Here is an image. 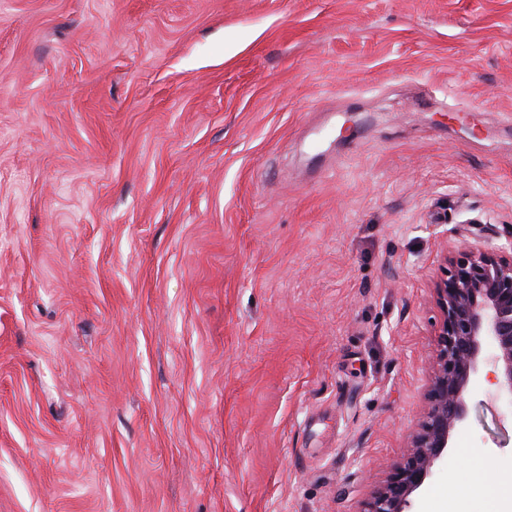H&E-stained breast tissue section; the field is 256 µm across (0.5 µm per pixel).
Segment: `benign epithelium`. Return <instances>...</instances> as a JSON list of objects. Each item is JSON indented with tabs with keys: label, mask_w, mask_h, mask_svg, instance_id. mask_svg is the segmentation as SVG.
Segmentation results:
<instances>
[{
	"label": "benign epithelium",
	"mask_w": 512,
	"mask_h": 512,
	"mask_svg": "<svg viewBox=\"0 0 512 512\" xmlns=\"http://www.w3.org/2000/svg\"><path fill=\"white\" fill-rule=\"evenodd\" d=\"M431 288L440 318L429 389L406 460L372 492L362 512H412L413 494L448 455L449 441L467 416L465 395L481 367V337L496 344L497 391L512 397V243L491 250L462 240L441 256Z\"/></svg>",
	"instance_id": "obj_1"
}]
</instances>
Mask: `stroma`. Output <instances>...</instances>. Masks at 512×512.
Listing matches in <instances>:
<instances>
[{
  "instance_id": "obj_1",
  "label": "stroma",
  "mask_w": 512,
  "mask_h": 512,
  "mask_svg": "<svg viewBox=\"0 0 512 512\" xmlns=\"http://www.w3.org/2000/svg\"><path fill=\"white\" fill-rule=\"evenodd\" d=\"M473 237L512 0H0V512H361ZM467 401L414 512H512Z\"/></svg>"
}]
</instances>
